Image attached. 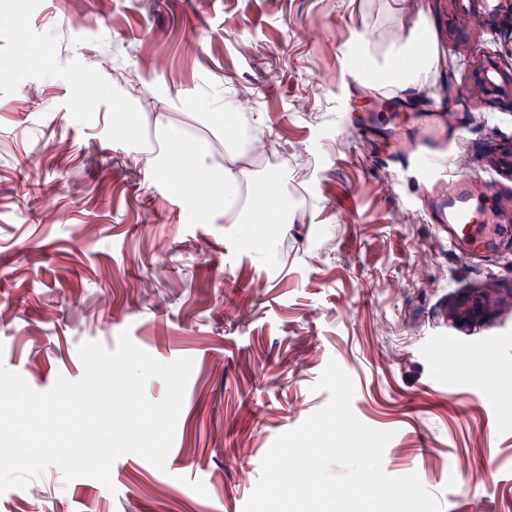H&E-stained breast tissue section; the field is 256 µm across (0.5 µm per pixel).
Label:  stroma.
Listing matches in <instances>:
<instances>
[{
	"mask_svg": "<svg viewBox=\"0 0 512 512\" xmlns=\"http://www.w3.org/2000/svg\"><path fill=\"white\" fill-rule=\"evenodd\" d=\"M392 28L432 35L413 100L469 88L473 61L512 64V36L466 0H0V70L18 43L31 58L0 82V364L44 392L82 377V343L112 350L124 331L159 361H193L165 470L124 455L108 487L51 466L0 493V512H244L275 439L327 405L316 384L332 360L355 416L393 434L386 473H417L442 512H512V244L475 260L441 243L415 213L413 169L366 155L350 128L372 108L388 128L413 123L346 80L345 49L382 62ZM90 69L91 108L74 111ZM119 70L137 83L113 88ZM116 93L197 137L184 97L250 100L288 158L294 224L253 233L187 210L143 161L153 130L114 133ZM470 100L452 166L510 191L487 158L512 145V107ZM481 288L506 303L449 321ZM468 347L502 392L463 368Z\"/></svg>",
	"mask_w": 512,
	"mask_h": 512,
	"instance_id": "35a3bbf8",
	"label": "stroma"
}]
</instances>
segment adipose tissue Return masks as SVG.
<instances>
[{"instance_id":"1","label":"adipose tissue","mask_w":512,"mask_h":512,"mask_svg":"<svg viewBox=\"0 0 512 512\" xmlns=\"http://www.w3.org/2000/svg\"><path fill=\"white\" fill-rule=\"evenodd\" d=\"M390 52L398 84L404 90L416 87L421 69L432 64L431 59H418L414 43L405 40L399 32L393 35ZM153 123L161 133L163 149L160 153L148 154L145 162L159 171L192 209L204 214L220 209L224 212L225 223H241L238 203L241 192L245 191L259 203L263 223L283 227L293 223L285 201L273 197L271 178L259 175L252 168L254 159L267 151L265 141L242 140L235 122L225 121L224 156L222 162L217 163L208 147L184 141L168 113H156Z\"/></svg>"}]
</instances>
